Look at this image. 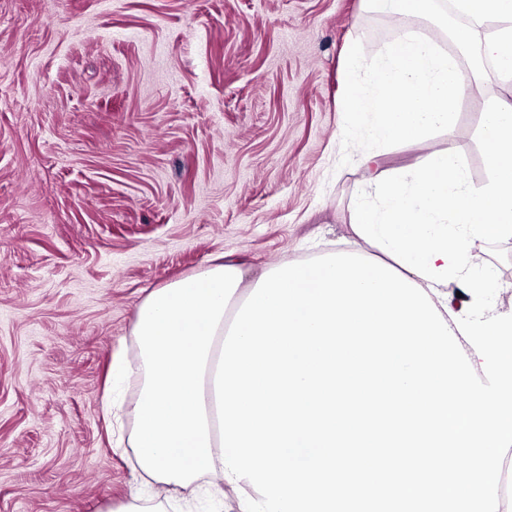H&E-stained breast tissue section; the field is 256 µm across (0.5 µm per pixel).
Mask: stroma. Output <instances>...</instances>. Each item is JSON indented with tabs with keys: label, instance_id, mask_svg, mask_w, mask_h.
I'll return each mask as SVG.
<instances>
[{
	"label": "stroma",
	"instance_id": "stroma-1",
	"mask_svg": "<svg viewBox=\"0 0 512 512\" xmlns=\"http://www.w3.org/2000/svg\"><path fill=\"white\" fill-rule=\"evenodd\" d=\"M435 21L363 0H0V512L150 500L130 436L134 326L154 289L222 256L244 286L363 249L353 194L456 142L474 185L495 72L424 147L345 137L346 52ZM112 406H105V394ZM204 475L168 512H238Z\"/></svg>",
	"mask_w": 512,
	"mask_h": 512
}]
</instances>
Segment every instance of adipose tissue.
<instances>
[{
	"label": "adipose tissue",
	"mask_w": 512,
	"mask_h": 512,
	"mask_svg": "<svg viewBox=\"0 0 512 512\" xmlns=\"http://www.w3.org/2000/svg\"><path fill=\"white\" fill-rule=\"evenodd\" d=\"M451 3L464 19L450 36L456 53L415 34L368 61L349 51L345 108L365 137L417 146L433 131L452 130L458 104L472 87L459 57L470 44L499 77L512 79V0ZM489 20L496 26L487 32ZM243 280L237 263H218L153 290L140 307L135 334L143 380L133 448L141 472L164 490L223 470L214 376L231 325L226 310L245 300Z\"/></svg>",
	"instance_id": "1"
}]
</instances>
